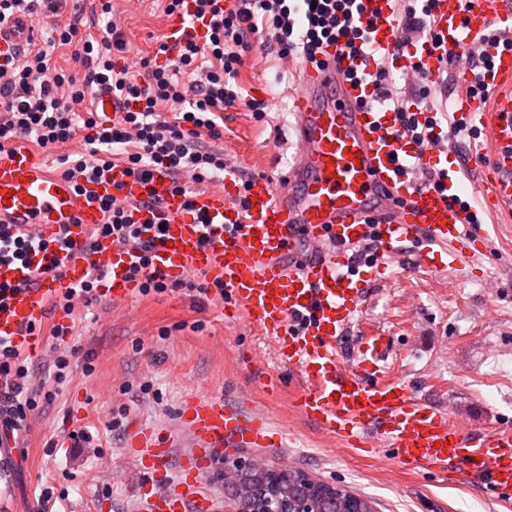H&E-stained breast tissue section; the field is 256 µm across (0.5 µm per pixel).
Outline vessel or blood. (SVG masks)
<instances>
[{"mask_svg": "<svg viewBox=\"0 0 512 512\" xmlns=\"http://www.w3.org/2000/svg\"><path fill=\"white\" fill-rule=\"evenodd\" d=\"M369 29L371 49H393L396 23L386 0ZM445 49L479 46L494 25L512 29V0H440L434 11ZM208 23L182 0L166 21L171 42L204 39ZM36 22L0 24V54L33 44ZM485 81L512 78V48H490ZM321 65L306 64L294 111V161L278 181L245 178L248 161L239 158L223 182L188 198L174 192L169 172L148 176L118 164L93 182L75 184L57 173L49 159L25 147L0 152V224L32 241L53 239L66 229L68 245L33 255L32 266L0 262V283L14 286L0 307V340L35 357L44 346L30 326L42 321L49 301L93 269L104 271L103 290L112 305L135 296L130 272L140 265L139 249L103 240L85 246L89 232L103 223L102 201L132 203L131 218L152 241V273L168 281L200 272L224 285L229 314L274 343L287 377L270 383L287 389L298 413L337 447L380 451L414 474L447 478L459 472L480 478L497 503L512 512V429L470 428L450 410L418 398L399 380L383 379L378 353L382 337L344 360L336 341L352 324L365 297L369 276L384 274L388 260L419 245L421 265L455 269L491 245L474 209L465 207L463 171L447 152L405 136L395 112L369 106L374 91L369 52L353 57L343 43L326 48ZM469 67L454 71L459 115L479 128L494 147L482 186L495 203L512 204V92L499 95L492 109L473 96ZM425 170L431 184L417 185L412 170ZM376 231L377 258L360 270L349 253ZM190 432L193 450L174 461L178 433ZM285 430L265 412L245 409L223 397L197 392L179 409L177 426L161 430L132 421L126 448L142 477L141 512H209L195 490L201 473L219 453L243 446L282 445ZM178 471H171V464Z\"/></svg>", "mask_w": 512, "mask_h": 512, "instance_id": "1", "label": "vessel or blood"}]
</instances>
